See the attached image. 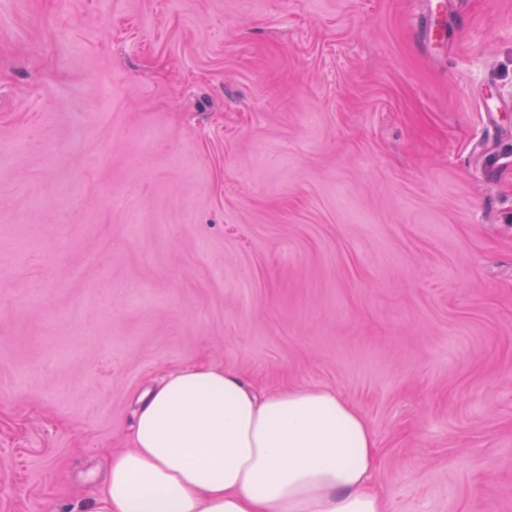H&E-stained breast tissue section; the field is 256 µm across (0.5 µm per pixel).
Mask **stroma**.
<instances>
[{"label": "stroma", "mask_w": 512, "mask_h": 512, "mask_svg": "<svg viewBox=\"0 0 512 512\" xmlns=\"http://www.w3.org/2000/svg\"><path fill=\"white\" fill-rule=\"evenodd\" d=\"M0 0V512H81L168 367L336 389L388 512H512V0Z\"/></svg>", "instance_id": "35a3bbf8"}]
</instances>
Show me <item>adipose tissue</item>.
<instances>
[{
	"instance_id": "adipose-tissue-1",
	"label": "adipose tissue",
	"mask_w": 512,
	"mask_h": 512,
	"mask_svg": "<svg viewBox=\"0 0 512 512\" xmlns=\"http://www.w3.org/2000/svg\"><path fill=\"white\" fill-rule=\"evenodd\" d=\"M378 440L329 387L258 390L214 365L150 390L85 512H385Z\"/></svg>"
}]
</instances>
